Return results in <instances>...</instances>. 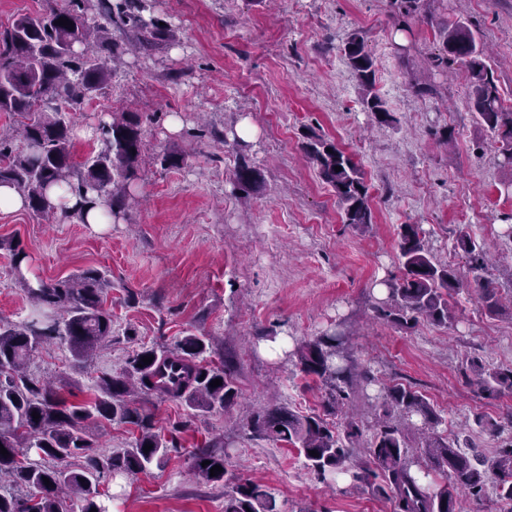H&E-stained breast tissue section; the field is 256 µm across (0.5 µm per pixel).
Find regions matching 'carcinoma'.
<instances>
[{
    "label": "carcinoma",
    "instance_id": "cac0c4a2",
    "mask_svg": "<svg viewBox=\"0 0 512 512\" xmlns=\"http://www.w3.org/2000/svg\"><path fill=\"white\" fill-rule=\"evenodd\" d=\"M391 17L399 31L409 30L407 19L421 11V0H390ZM146 0H100L102 21L90 19L82 0H70L63 9L22 16L0 31V112L13 116L24 148L13 152L9 139L0 137V185L7 184L23 196L27 208L44 216L57 212L49 190L58 187L79 199L70 213L83 218V207L100 205L116 216L129 206L128 187L138 179L143 136L137 116L122 112L97 130L101 148L81 163L73 160V127L58 108L82 107L110 80L109 63L125 52L124 43L112 38L109 27L138 31V49L149 54L159 39H175L171 29L144 18ZM72 21L61 26L59 18ZM435 30L439 47L430 57V69L446 72L448 62H459L470 76V104L477 122L501 138L498 148L503 163L512 167V111L502 102L484 48L472 28L462 20L448 22L426 18ZM342 56L362 90L364 110L380 124L397 119L375 90V62L359 32L344 43ZM305 156L323 183L331 187L343 223L363 230L373 223L370 187L352 155L333 141L314 132L302 143ZM341 171H335V167ZM262 182L260 171L242 160L236 166L234 189L248 194ZM418 224H402L398 248L402 274L381 281L386 297L377 301L378 316L402 327L419 320L448 327L457 319L449 301L460 285L457 271L435 258L424 242ZM456 247L477 273L475 282L486 311H503L496 287L478 275L488 265L487 252L468 230L456 236ZM28 255L15 248L13 270L31 303L21 321H0V480L31 494L23 499L12 492L0 493V512H64L65 498L84 502L81 512H108L99 486L108 476H129L151 466L162 467L167 445L154 431L148 414L131 405V394L146 398L182 401L193 408L222 409L236 397L233 365L212 366L207 361L209 338L189 334L172 348H144L127 361L116 375L100 377L97 394L88 404H67L52 382L38 383L28 374V363L38 347L50 338L67 344L73 357L87 361L112 335V314L103 306L106 280L97 269L33 287L22 273ZM301 372L317 378L324 388L323 413L300 414L287 405L256 411L248 420L259 438L285 442L297 448L305 466L324 477L343 475L349 484H366L392 499L394 512H462L460 495L479 496L487 482L495 481L504 503H512V444L490 457L466 453L458 443L435 430L442 419L433 406L409 387L389 388L384 414L374 422L370 439L363 426L350 416L343 426L332 425L328 416L342 412L345 401L375 380L360 366L346 346L343 334L324 332L297 345L294 351ZM152 358L146 365L142 358ZM469 370L478 390L488 394L512 393V368L490 367L472 361ZM219 379L221 385L210 386ZM38 413L35 419L32 413ZM419 418L416 423L413 418ZM119 422L138 429L129 447L107 457L93 453L85 422ZM422 434L421 447L409 445V431ZM152 449L144 451V446ZM35 448L45 463H31L25 449ZM316 451L318 456L310 455ZM84 455V466L70 468L69 460ZM193 473L206 483L225 479L230 457L224 444L210 439L195 449ZM207 461L209 465L202 466ZM219 465L222 471L210 476ZM50 484H45L44 479ZM224 512H277L274 496L250 480L224 486Z\"/></svg>",
    "mask_w": 512,
    "mask_h": 512
}]
</instances>
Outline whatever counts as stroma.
<instances>
[{
    "label": "stroma",
    "instance_id": "stroma-1",
    "mask_svg": "<svg viewBox=\"0 0 512 512\" xmlns=\"http://www.w3.org/2000/svg\"><path fill=\"white\" fill-rule=\"evenodd\" d=\"M424 8L472 24L512 108V0H424ZM147 15L176 30L177 42L112 61L109 84L69 115L79 161L100 147L91 129L116 112L138 117L141 177L131 185L128 218L99 226L0 211V320H22L29 310L12 246L28 254L27 278L53 281L94 268L108 281L103 299L113 330L97 356L79 363L60 340L46 341L31 357L32 378L70 387L85 404L99 378L119 372L135 352L173 347L190 333L210 336L212 361L235 367L237 396L226 409L146 401L168 464L107 478L109 512H224L225 483L192 473L193 451L214 437L233 462L226 483L266 486L279 512H393L371 488L350 493L346 479L324 481L296 448L247 428L251 411L275 404L321 413L324 391L292 352L331 328L344 332L356 362L375 377L345 414L372 426L385 387L399 384L423 395L442 419L438 433L467 452L490 456L511 442L512 394L478 395L469 363L512 366V316L483 308L454 244L466 227L491 255L512 253V226L500 219L512 211V167L499 164L497 138L471 111L462 64L435 76V94L414 93L438 46L431 27L416 18L408 31H394L389 0H149ZM355 31L375 60L376 90L395 124L375 123L362 109L340 52ZM400 44L411 47L404 62ZM174 115L182 128L171 133ZM245 120L257 134L234 142ZM308 130L361 167L374 216L365 231L343 224L333 190L302 150ZM445 130L452 144H443ZM174 152L184 154L183 165L164 166ZM242 159L263 177L245 199L231 181ZM402 224L421 225L432 252L459 275L451 327L402 328L375 316L376 284L398 272ZM490 421L501 431H489Z\"/></svg>",
    "mask_w": 512,
    "mask_h": 512
}]
</instances>
